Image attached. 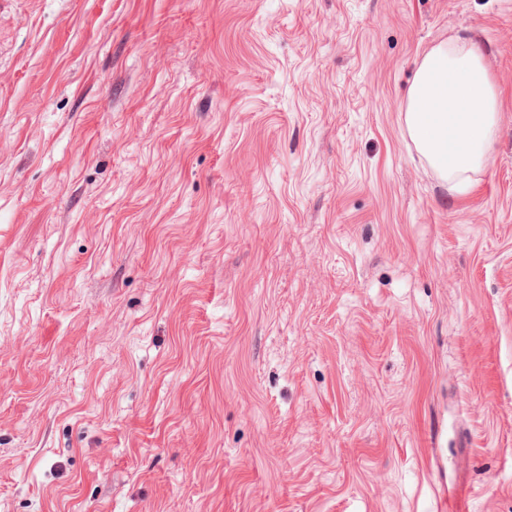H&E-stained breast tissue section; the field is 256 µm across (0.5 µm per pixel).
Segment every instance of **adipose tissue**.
<instances>
[{"mask_svg": "<svg viewBox=\"0 0 512 512\" xmlns=\"http://www.w3.org/2000/svg\"><path fill=\"white\" fill-rule=\"evenodd\" d=\"M499 120L495 84L464 40L440 44L419 60L405 112L418 150L449 188L487 162Z\"/></svg>", "mask_w": 512, "mask_h": 512, "instance_id": "1", "label": "adipose tissue"}]
</instances>
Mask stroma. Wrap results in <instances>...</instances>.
<instances>
[{
  "mask_svg": "<svg viewBox=\"0 0 512 512\" xmlns=\"http://www.w3.org/2000/svg\"><path fill=\"white\" fill-rule=\"evenodd\" d=\"M1 94L0 512H512V0H0ZM498 120L495 84L480 56L462 38L439 44L420 58L405 124L450 189L485 165Z\"/></svg>",
  "mask_w": 512,
  "mask_h": 512,
  "instance_id": "35a3bbf8",
  "label": "stroma"
}]
</instances>
